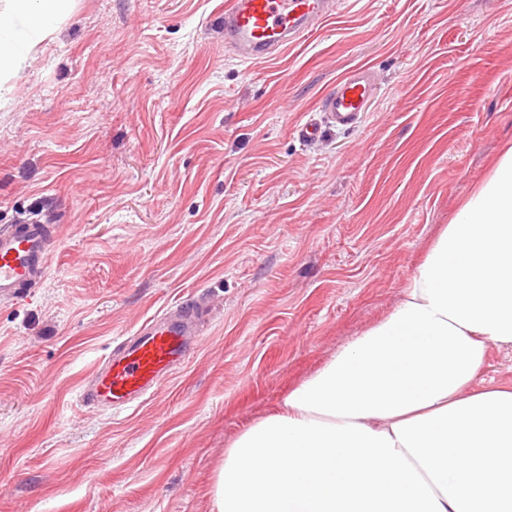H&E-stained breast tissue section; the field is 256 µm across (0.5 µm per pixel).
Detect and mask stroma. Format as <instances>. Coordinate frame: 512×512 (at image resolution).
<instances>
[{
	"label": "stroma",
	"instance_id": "obj_1",
	"mask_svg": "<svg viewBox=\"0 0 512 512\" xmlns=\"http://www.w3.org/2000/svg\"><path fill=\"white\" fill-rule=\"evenodd\" d=\"M360 65L341 128L320 102ZM511 139L512 0H339L269 61L225 50L224 0H74L0 81V226L53 230L0 301V512H212L230 441L390 312ZM190 300L209 319L156 395L80 403ZM374 85L371 69L358 67L350 71L324 97L323 112H328L340 126L347 127L357 123L365 112H369Z\"/></svg>",
	"mask_w": 512,
	"mask_h": 512
}]
</instances>
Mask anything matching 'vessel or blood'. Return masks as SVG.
<instances>
[{
    "label": "vessel or blood",
    "mask_w": 512,
    "mask_h": 512,
    "mask_svg": "<svg viewBox=\"0 0 512 512\" xmlns=\"http://www.w3.org/2000/svg\"><path fill=\"white\" fill-rule=\"evenodd\" d=\"M336 14V0H227L224 46L247 60H271ZM371 69L344 75L322 109L340 126L360 121L374 91ZM51 230L45 224L0 228V298H20L47 273ZM197 305L180 304L117 342L83 386L84 405L125 409L156 393L184 361L197 333Z\"/></svg>",
    "instance_id": "vessel-or-blood-1"
}]
</instances>
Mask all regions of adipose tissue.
Wrapping results in <instances>:
<instances>
[{
    "instance_id": "1",
    "label": "adipose tissue",
    "mask_w": 512,
    "mask_h": 512,
    "mask_svg": "<svg viewBox=\"0 0 512 512\" xmlns=\"http://www.w3.org/2000/svg\"><path fill=\"white\" fill-rule=\"evenodd\" d=\"M0 78L72 0H6ZM512 143L437 234L393 309L240 432L213 512H512ZM482 380L484 384L491 381L512 384V349H491L487 365L477 383L483 384Z\"/></svg>"
}]
</instances>
